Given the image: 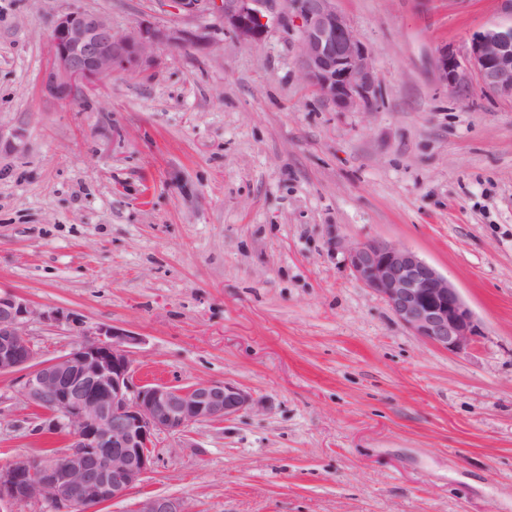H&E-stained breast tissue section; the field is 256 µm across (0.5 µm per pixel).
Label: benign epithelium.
<instances>
[{"label":"benign epithelium","instance_id":"1","mask_svg":"<svg viewBox=\"0 0 512 512\" xmlns=\"http://www.w3.org/2000/svg\"><path fill=\"white\" fill-rule=\"evenodd\" d=\"M337 0H174L189 17L214 14L223 31L249 43L272 32L294 40L302 76L338 112H371L378 85L371 51L337 8ZM503 20L474 31L464 53L438 51L436 72L453 92L470 76L499 97L512 99V0H499ZM51 62L43 88L72 101L119 68H132L160 47L212 45L179 27L141 24L127 32L100 14L73 8L58 16L49 35ZM356 280L378 296L414 335L453 353L469 349L481 325L460 291L414 250L384 239L341 245ZM81 320L63 311L39 312L18 294H0V375L22 372V396L44 412L40 429L67 438L52 457L18 456L0 465V512L28 501L53 512H89L123 500L154 467L160 434L220 422L252 408L249 392L230 382L187 387L133 380L135 337L110 328L49 360L27 337L33 320ZM132 512H187L177 499L145 496Z\"/></svg>","mask_w":512,"mask_h":512}]
</instances>
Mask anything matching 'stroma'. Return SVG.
<instances>
[{
    "instance_id": "stroma-1",
    "label": "stroma",
    "mask_w": 512,
    "mask_h": 512,
    "mask_svg": "<svg viewBox=\"0 0 512 512\" xmlns=\"http://www.w3.org/2000/svg\"><path fill=\"white\" fill-rule=\"evenodd\" d=\"M202 31L81 98L47 97L49 33L72 6ZM370 48L376 111L339 112L292 40L252 44L169 0H0V293L60 309L41 358L111 326L134 380L231 382L252 409L160 435L125 500L188 512H512V100L434 71L498 0H338ZM416 251L482 334L461 353L407 330L341 243ZM21 376H0V465L62 450ZM132 512H187L183 501L161 497L145 496L140 499Z\"/></svg>"
}]
</instances>
